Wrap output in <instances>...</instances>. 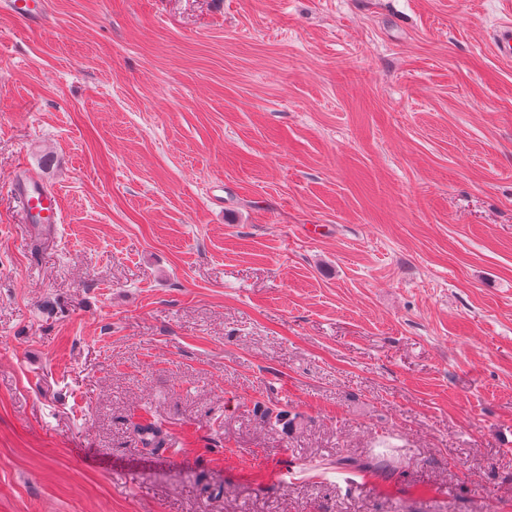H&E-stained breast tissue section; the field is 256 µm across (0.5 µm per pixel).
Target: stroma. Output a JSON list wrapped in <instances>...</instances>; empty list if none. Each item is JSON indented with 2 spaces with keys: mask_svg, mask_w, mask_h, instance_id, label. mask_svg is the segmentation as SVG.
I'll use <instances>...</instances> for the list:
<instances>
[{
  "mask_svg": "<svg viewBox=\"0 0 512 512\" xmlns=\"http://www.w3.org/2000/svg\"><path fill=\"white\" fill-rule=\"evenodd\" d=\"M508 20L0 11V512H512ZM493 49L497 57L512 63V23H502L493 37ZM12 191L31 224L62 222L57 197L39 176L20 169L12 179Z\"/></svg>",
  "mask_w": 512,
  "mask_h": 512,
  "instance_id": "obj_1",
  "label": "stroma"
}]
</instances>
